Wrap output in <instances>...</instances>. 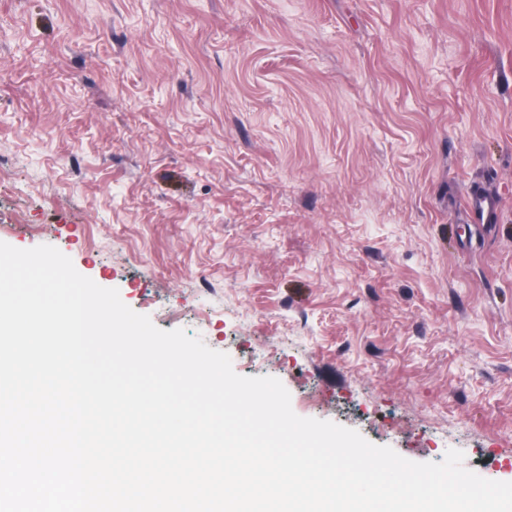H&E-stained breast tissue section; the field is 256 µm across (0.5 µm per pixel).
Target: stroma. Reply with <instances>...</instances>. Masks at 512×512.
I'll return each mask as SVG.
<instances>
[{
    "label": "stroma",
    "mask_w": 512,
    "mask_h": 512,
    "mask_svg": "<svg viewBox=\"0 0 512 512\" xmlns=\"http://www.w3.org/2000/svg\"><path fill=\"white\" fill-rule=\"evenodd\" d=\"M0 241L512 482V0H0Z\"/></svg>",
    "instance_id": "1"
}]
</instances>
